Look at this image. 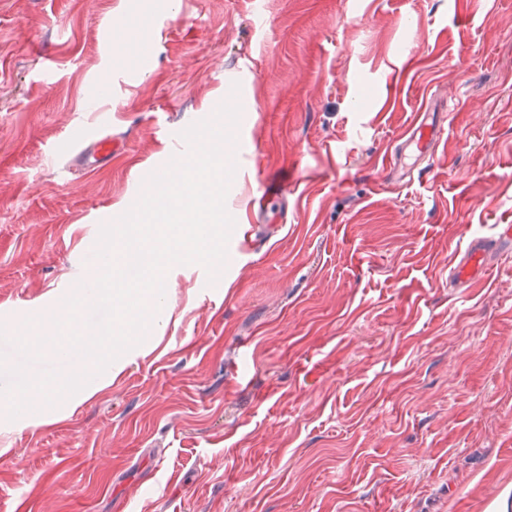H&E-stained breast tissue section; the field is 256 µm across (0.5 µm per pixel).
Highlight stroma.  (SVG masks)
Segmentation results:
<instances>
[{
  "instance_id": "35a3bbf8",
  "label": "stroma",
  "mask_w": 512,
  "mask_h": 512,
  "mask_svg": "<svg viewBox=\"0 0 512 512\" xmlns=\"http://www.w3.org/2000/svg\"><path fill=\"white\" fill-rule=\"evenodd\" d=\"M158 2L0 0V326L95 274L97 226L229 95L228 213L290 188L216 283L168 270L161 330L96 392L0 418V512H512V252L449 279L512 225V0H177L127 56ZM437 101L439 147L390 185ZM106 123L125 149L73 171ZM512 243V226H502L493 239L476 238L467 253L453 267L451 275L459 284H467L483 275V263L489 248L508 249Z\"/></svg>"
}]
</instances>
